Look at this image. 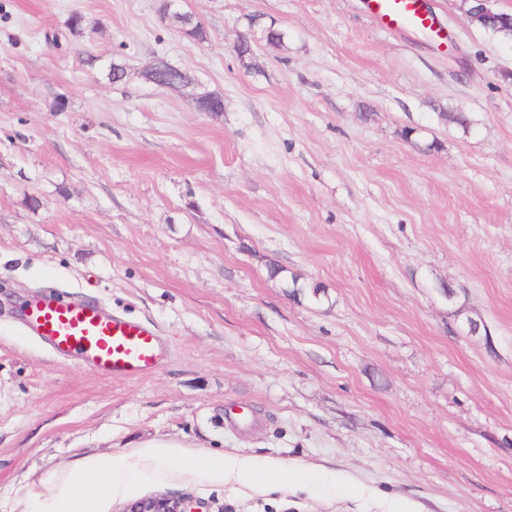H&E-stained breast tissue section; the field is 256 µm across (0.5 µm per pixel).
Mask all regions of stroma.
<instances>
[{
  "instance_id": "obj_1",
  "label": "stroma",
  "mask_w": 512,
  "mask_h": 512,
  "mask_svg": "<svg viewBox=\"0 0 512 512\" xmlns=\"http://www.w3.org/2000/svg\"><path fill=\"white\" fill-rule=\"evenodd\" d=\"M159 4L0 0V512L153 440L310 487L148 468L102 512H512V42L463 0H431L444 52L366 0H181L201 42ZM76 12L82 36L49 45ZM160 59L223 111L147 82ZM50 293L152 327L156 371L103 376L33 336L19 307ZM123 512H194L191 500L168 494L153 495L136 500L126 506Z\"/></svg>"
}]
</instances>
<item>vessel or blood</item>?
<instances>
[{"label":"vessel or blood","instance_id":"obj_1","mask_svg":"<svg viewBox=\"0 0 512 512\" xmlns=\"http://www.w3.org/2000/svg\"><path fill=\"white\" fill-rule=\"evenodd\" d=\"M368 8L388 28L430 29L434 22L418 0H368ZM30 328L58 352L81 358L94 370L113 376L142 377L158 364L162 348L148 325L105 314L97 306L44 299L26 305Z\"/></svg>","mask_w":512,"mask_h":512}]
</instances>
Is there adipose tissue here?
Instances as JSON below:
<instances>
[{"label":"adipose tissue","instance_id":"obj_1","mask_svg":"<svg viewBox=\"0 0 512 512\" xmlns=\"http://www.w3.org/2000/svg\"><path fill=\"white\" fill-rule=\"evenodd\" d=\"M191 467L235 482L247 481L263 469L262 463L250 459L216 457L207 451L198 452ZM141 469L140 460L129 456L99 455L78 461L61 479L42 483L32 496L40 512H99L103 499L136 479Z\"/></svg>","mask_w":512,"mask_h":512}]
</instances>
